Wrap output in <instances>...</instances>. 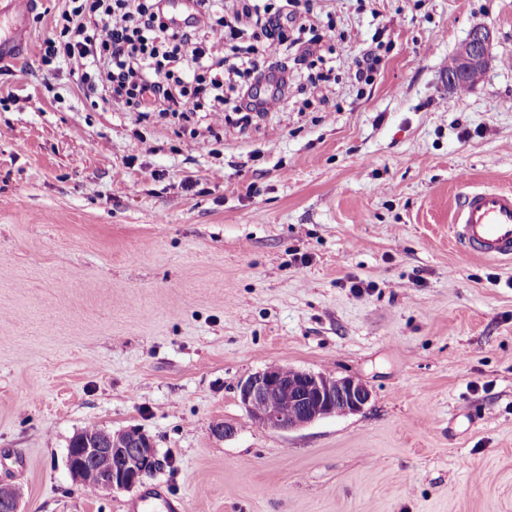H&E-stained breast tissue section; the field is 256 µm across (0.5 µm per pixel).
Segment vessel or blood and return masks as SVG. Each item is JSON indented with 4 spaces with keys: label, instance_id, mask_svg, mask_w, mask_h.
I'll list each match as a JSON object with an SVG mask.
<instances>
[{
    "label": "vessel or blood",
    "instance_id": "b4317fda",
    "mask_svg": "<svg viewBox=\"0 0 512 512\" xmlns=\"http://www.w3.org/2000/svg\"><path fill=\"white\" fill-rule=\"evenodd\" d=\"M12 21L0 31V62L14 59L27 39V0H8ZM459 247L487 259H512V191L496 188L465 192L454 224Z\"/></svg>",
    "mask_w": 512,
    "mask_h": 512
}]
</instances>
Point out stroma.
<instances>
[{
  "label": "stroma",
  "instance_id": "1",
  "mask_svg": "<svg viewBox=\"0 0 512 512\" xmlns=\"http://www.w3.org/2000/svg\"><path fill=\"white\" fill-rule=\"evenodd\" d=\"M0 72V482L22 512H512V260L464 253L461 193L512 190V0H314L327 103L175 122L117 112L38 46ZM496 62L465 94L470 29ZM381 58L373 84L348 56ZM352 377L355 414L273 432L239 386L270 364ZM139 428L164 459L85 493L72 437ZM235 432L218 437L219 425ZM493 32L482 24L472 27L467 38L458 46L448 62L444 80L448 89L456 90L471 75L483 76L495 61L493 55Z\"/></svg>",
  "mask_w": 512,
  "mask_h": 512
}]
</instances>
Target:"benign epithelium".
I'll use <instances>...</instances> for the list:
<instances>
[{
    "mask_svg": "<svg viewBox=\"0 0 512 512\" xmlns=\"http://www.w3.org/2000/svg\"><path fill=\"white\" fill-rule=\"evenodd\" d=\"M493 32L472 27L448 62L444 80L455 90L471 75L482 76L495 61ZM371 390L354 378L292 369L281 364L259 370L243 381L239 399L250 420L275 432L290 431L329 416L355 414L370 402ZM81 460L67 456L72 478L98 491L130 490L160 470L164 460L145 435L135 448L125 446V432L112 435V447L90 443L80 449Z\"/></svg>",
    "mask_w": 512,
    "mask_h": 512,
    "instance_id": "benign-epithelium-1",
    "label": "benign epithelium"
}]
</instances>
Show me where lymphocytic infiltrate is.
<instances>
[{
    "mask_svg": "<svg viewBox=\"0 0 512 512\" xmlns=\"http://www.w3.org/2000/svg\"><path fill=\"white\" fill-rule=\"evenodd\" d=\"M199 21L174 23L168 0H67L55 21L59 36L45 38L40 64L52 72L65 63L86 95L125 111L156 112L176 120L206 112L213 124L194 129L213 136L225 110L277 112L284 104L288 71L324 62L322 49L335 41V28L308 40L290 38L305 31L302 0H195ZM270 48L292 45L293 57L264 62L245 57L227 64L226 47L248 28ZM272 88L259 97L260 85Z\"/></svg>",
    "mask_w": 512,
    "mask_h": 512,
    "instance_id": "obj_1",
    "label": "lymphocytic infiltrate"
}]
</instances>
